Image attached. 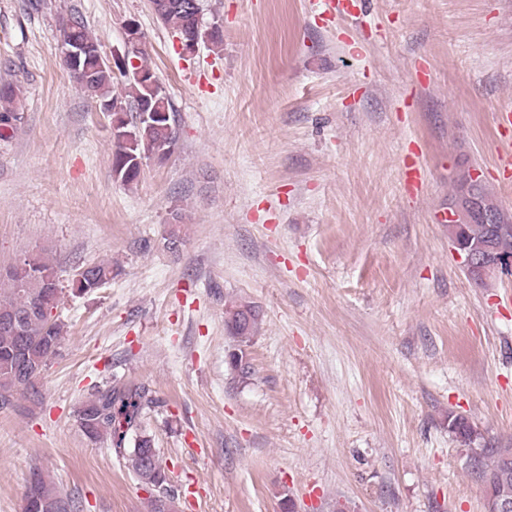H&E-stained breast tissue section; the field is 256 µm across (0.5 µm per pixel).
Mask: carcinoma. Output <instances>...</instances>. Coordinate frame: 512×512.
<instances>
[{"instance_id": "carcinoma-1", "label": "carcinoma", "mask_w": 512, "mask_h": 512, "mask_svg": "<svg viewBox=\"0 0 512 512\" xmlns=\"http://www.w3.org/2000/svg\"><path fill=\"white\" fill-rule=\"evenodd\" d=\"M183 0H157L158 18L176 34L191 24L190 16L181 9ZM60 32L68 39L81 41L96 50L98 39L92 35L78 13L64 14L59 19ZM83 72L89 76L90 96L102 104L119 102L128 107L124 130L131 135L115 144L112 157L113 177L124 185L140 177V165L152 156L160 161L176 146L175 115L168 95L134 79L124 78L125 97L112 92L117 73L93 54L85 60ZM154 100L165 101L168 116L150 121L140 119L137 108ZM16 92L9 83L0 84V140L12 139L22 116L18 113ZM455 205L461 217L448 225L454 247L458 250L493 241L498 254L512 256V214L504 211L491 198L481 177L467 170L456 174ZM492 223L486 224L482 216ZM115 271L110 262H96L78 269V280L70 282L77 294H89L112 281ZM60 298L59 277L53 260L37 253L0 269V320L13 318L17 325L8 329L0 324V405L11 403L22 392L39 396L31 378L44 372L56 354L64 334V324L52 315ZM260 313L252 305L240 303L225 311V326L236 340L237 348L227 355L231 369L246 378L250 373L245 346L257 329ZM157 400L151 390L140 384L115 383L95 388L76 411L77 422L91 440L108 441L119 459L129 462L141 483L150 490V512H173L174 492L169 487L153 437L142 430L141 415L154 407ZM448 432L465 447L471 467L478 471L484 485L501 500L512 501V448H500L466 418L448 413ZM26 499L33 504L30 512H82L80 502L71 494L48 482L34 469L30 473Z\"/></svg>"}]
</instances>
